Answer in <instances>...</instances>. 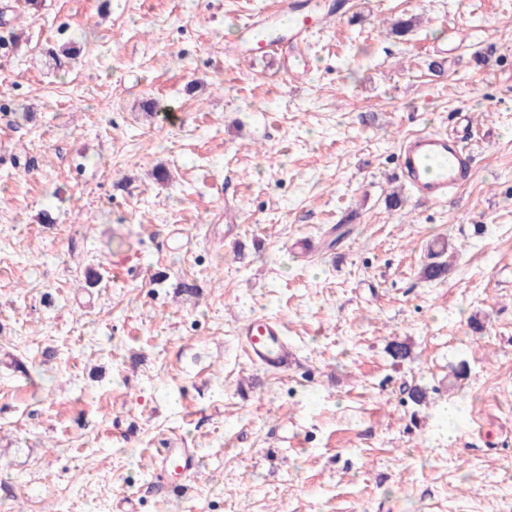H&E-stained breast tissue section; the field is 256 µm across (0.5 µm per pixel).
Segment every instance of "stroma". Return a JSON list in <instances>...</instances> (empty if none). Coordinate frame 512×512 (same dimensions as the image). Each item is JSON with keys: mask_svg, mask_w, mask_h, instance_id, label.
Instances as JSON below:
<instances>
[{"mask_svg": "<svg viewBox=\"0 0 512 512\" xmlns=\"http://www.w3.org/2000/svg\"><path fill=\"white\" fill-rule=\"evenodd\" d=\"M271 2L0 0V512H512V0H351L249 58ZM451 128L469 179L422 202L398 146ZM264 13L265 11L256 14L243 24L237 21V26L240 28L241 33L247 35L246 40H248L251 46L249 51L258 52L263 55L274 53V42L267 41L262 35V30H264L266 23ZM238 342L264 369H285L291 364L292 348L284 336V324L273 317H252L237 331ZM157 475L171 484L178 476L187 473L197 466L196 453L193 448H162L154 461Z\"/></svg>", "mask_w": 512, "mask_h": 512, "instance_id": "35a3bbf8", "label": "stroma"}]
</instances>
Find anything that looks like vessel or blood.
I'll use <instances>...</instances> for the list:
<instances>
[{
  "label": "vessel or blood",
  "instance_id": "vessel-or-blood-1",
  "mask_svg": "<svg viewBox=\"0 0 512 512\" xmlns=\"http://www.w3.org/2000/svg\"><path fill=\"white\" fill-rule=\"evenodd\" d=\"M277 12L289 20L288 43L297 45L310 29L328 24L332 11L312 6L302 12L296 0H278ZM266 20L256 14L241 24L252 51L272 53L274 44L262 35ZM464 138L456 131L420 132L400 145L397 153L398 169L402 178L426 202L446 200L458 187L469 169L472 159L464 150ZM237 339L250 357L262 368L285 369L291 363L293 352L284 336V325L273 317H253L241 325ZM159 477L175 481L178 476L197 466L196 453L191 448L161 449L154 461Z\"/></svg>",
  "mask_w": 512,
  "mask_h": 512
}]
</instances>
